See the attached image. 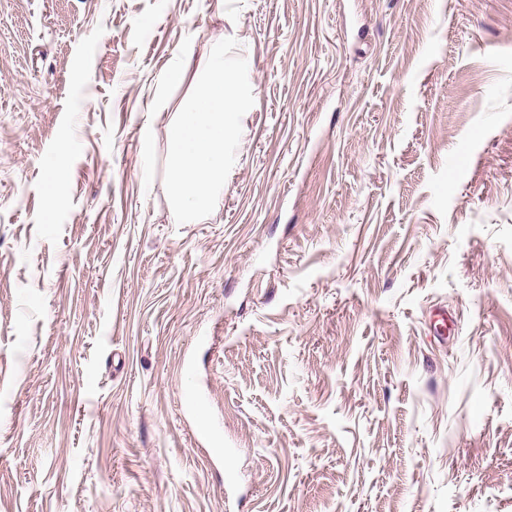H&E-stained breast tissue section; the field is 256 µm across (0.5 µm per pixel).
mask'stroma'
<instances>
[{"mask_svg":"<svg viewBox=\"0 0 512 512\" xmlns=\"http://www.w3.org/2000/svg\"><path fill=\"white\" fill-rule=\"evenodd\" d=\"M0 512H512V0H0Z\"/></svg>","mask_w":512,"mask_h":512,"instance_id":"35a3bbf8","label":"stroma"}]
</instances>
